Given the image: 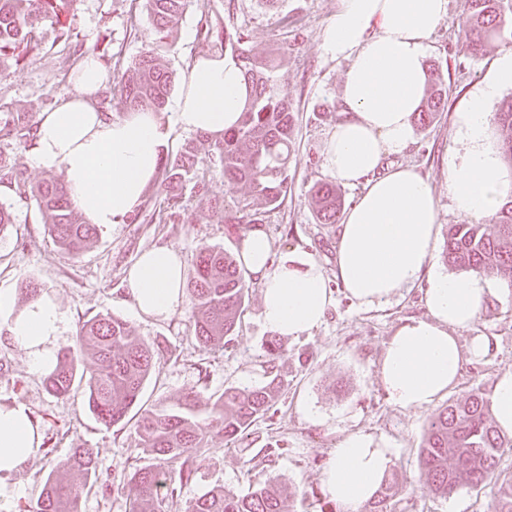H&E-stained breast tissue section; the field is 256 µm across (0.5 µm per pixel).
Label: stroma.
<instances>
[{
    "mask_svg": "<svg viewBox=\"0 0 512 512\" xmlns=\"http://www.w3.org/2000/svg\"><path fill=\"white\" fill-rule=\"evenodd\" d=\"M338 0H278L268 9L264 0H194L164 57L172 75L169 95L177 97L194 58L203 55L197 32L204 22L243 33L249 49L279 63L275 90L288 98L297 121L290 160L288 192L275 210L265 215L264 228L272 242L273 261L306 256L324 272L335 302L322 325L297 339L281 337L286 349L277 361L284 392L276 410L256 420L243 444L232 447L213 440L202 451L194 482L184 485L172 512H187L196 498L214 486L247 493L257 482L270 479L290 492L295 512H343L325 495L323 476L336 448L349 435L371 437L375 447L391 451L387 473L393 481L394 512H493L498 487L458 488L448 498L429 496L422 487L420 446L432 419L448 404L477 390L490 395L496 377L512 371V292L495 278L494 292L473 326L459 331L461 345L472 336L487 338L490 349L467 360L448 394L421 410L392 405L379 378V363L392 336L407 321L423 318L427 310L420 289L401 291L389 305L366 309L351 304L336 278L339 227L319 223L309 204V191L327 181L323 167L325 143L338 118L344 64L327 59L323 37ZM461 0H448V18L433 34L428 64L439 66L452 88L448 108L427 129L418 131L414 145L400 157L430 184L439 204V246L434 268L450 273L442 246L449 225L466 223L448 197L446 160L457 112L487 82L502 50L512 48V33L489 41L475 56L458 49L461 38ZM68 35L44 24L41 45L24 66L0 81V128L25 117L37 124L40 113L56 107L72 90L71 75L80 53L91 51L100 60L127 64L146 51L153 22L143 0H78L68 17ZM31 148L0 137V162L8 164L15 183H0V205L12 224L0 233V289L10 290L16 308H24V290L36 283L63 317L59 347L72 344L78 326L95 315L110 314L130 323L142 340L162 344L147 381L141 404L146 408L178 410L186 392H195L205 421L211 403L230 386H261L266 345L273 336L261 318L262 286L250 279L238 334L221 353L202 350L190 318L192 307L165 319L138 315L127 288V275L140 253L155 245L178 249L184 276L194 275V260L205 246L236 252L238 235L203 208L194 190L184 188L178 211H170L163 194L150 188L136 211L135 221L101 229L79 256L56 244L45 217L29 190L48 176L34 166ZM212 196L228 207L251 199L248 186L225 180L220 163L200 154ZM8 321L0 316V405L25 408L38 426L49 454L26 461L13 480L19 494L9 512H36L47 475L65 477L63 462L74 448L95 449L99 484L86 493L82 512H129L125 496L115 485L132 467L147 459L138 445L133 424L105 427L84 403L82 393L58 399L49 395L41 374L32 372L13 342Z\"/></svg>",
    "mask_w": 512,
    "mask_h": 512,
    "instance_id": "35a3bbf8",
    "label": "stroma"
}]
</instances>
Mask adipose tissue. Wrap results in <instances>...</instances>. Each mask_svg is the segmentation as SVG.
Returning <instances> with one entry per match:
<instances>
[{
	"mask_svg": "<svg viewBox=\"0 0 512 512\" xmlns=\"http://www.w3.org/2000/svg\"><path fill=\"white\" fill-rule=\"evenodd\" d=\"M448 17V0H340L323 40L325 54L345 63L338 120L327 140L324 166L344 186L362 184L337 241L336 277L358 305L388 304L404 289L423 286L428 316L402 326L388 342L379 377L389 401L404 410L432 404L452 388L466 358L486 351L482 337L461 348L457 331L470 328L491 291L476 275L427 274L438 237V204L413 168L392 165L414 144V117L426 94L428 40ZM103 66L94 53L81 58L73 93L41 113L32 162L62 174L73 204L98 227L124 223L156 181L172 127L220 133L236 125L245 100L243 75L221 54L200 58L169 113L138 111L120 118L100 111L95 97ZM512 88V49L495 74L457 114L448 155V196L461 214L491 221L512 193V178L490 132L503 89ZM271 240L248 229L239 259L262 285L261 317L272 332L291 338L318 327L333 303L321 268L311 259L272 263ZM184 262L167 245L144 251L127 286L138 314L166 318L183 304ZM0 313L33 372L51 370L63 319L40 298L23 309L0 291ZM41 444L23 407L0 405V500L18 493L17 468ZM391 463V452L362 434L336 449L323 477L330 499L356 512L371 500Z\"/></svg>",
	"mask_w": 512,
	"mask_h": 512,
	"instance_id": "ef3b65f1",
	"label": "adipose tissue"
}]
</instances>
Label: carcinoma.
<instances>
[{
  "label": "carcinoma",
  "instance_id": "carcinoma-1",
  "mask_svg": "<svg viewBox=\"0 0 512 512\" xmlns=\"http://www.w3.org/2000/svg\"><path fill=\"white\" fill-rule=\"evenodd\" d=\"M75 2L0 0V80L5 77L3 62L17 63L36 49L42 23H61V16L73 10ZM192 2L145 0L153 20L152 47L126 67L115 65L121 77L114 90L124 97L129 110L163 109L170 75L162 58L172 48L171 34ZM462 15L461 48L477 52L485 42L500 36L503 24L512 16V0H462ZM198 37L209 49L219 45L231 48L248 96L234 128L219 137L203 135L179 155L161 160V187L168 205L176 208L185 184L193 183L200 203L238 231L245 220L260 224L263 219L256 212H247L248 203L229 210L212 198L206 176L198 168V152L204 149L217 158L225 179L248 185L256 198L274 210L287 193L295 112L287 99L274 92L273 62L243 47L237 33L207 22ZM447 106L448 84L432 68L428 71L427 95L415 121L424 128ZM492 125L503 160L512 168V96L499 103ZM0 136L25 146L33 140L34 132L32 127L17 123L1 128ZM31 194L65 252L76 256L96 237L97 226L86 223L77 212L62 178L43 181L31 189ZM311 204L319 223L334 224L342 206L341 191L333 183L319 182L312 188ZM443 259L458 270L504 276L512 292V192L492 223L449 225ZM248 288L246 270L233 254L224 249H199L188 293L195 336L205 352L224 351L236 335ZM158 350L159 345L134 336L126 320L96 315L80 326L73 345L59 351L54 369L43 380L44 387L59 398L69 395L75 383H85L90 411L104 425H117L137 404ZM282 387L283 381L275 376L260 387L226 388L213 402L205 425L194 419L198 401L191 392L185 396L182 412H144L134 427L150 461L120 483L130 512H162L163 506L178 498L182 487L195 478L199 450L206 447L208 439L219 438L227 445L243 439L249 426L273 409ZM511 447L512 438L501 434L487 401L480 392H472L439 412L427 428L421 450L427 492L446 498L460 487H478L496 480L500 487L494 512H512V479L501 478L499 471L502 449ZM64 468L77 473L79 481L47 476L39 512H81L85 490L97 482L95 450L72 449ZM390 491L389 486L381 488L365 512H388ZM190 512L287 510L279 488L264 480L245 495L214 487L195 500Z\"/></svg>",
  "mask_w": 512,
  "mask_h": 512
}]
</instances>
